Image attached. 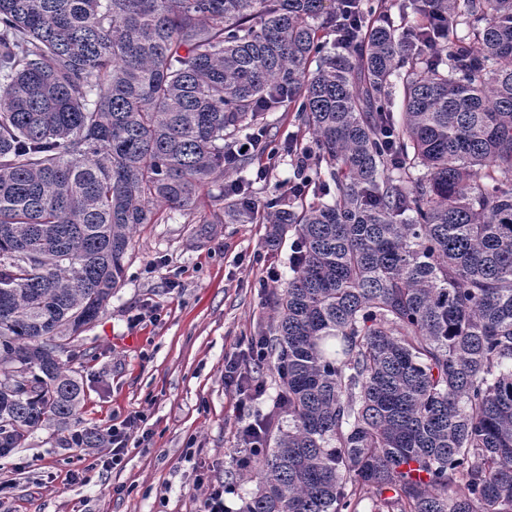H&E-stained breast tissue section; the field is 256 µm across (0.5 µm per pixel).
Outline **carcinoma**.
I'll list each match as a JSON object with an SVG mask.
<instances>
[{
    "mask_svg": "<svg viewBox=\"0 0 512 512\" xmlns=\"http://www.w3.org/2000/svg\"><path fill=\"white\" fill-rule=\"evenodd\" d=\"M326 2L0 0V456L83 424L74 341L131 231L193 210L224 158L246 169L240 134L260 146L286 106L305 181L336 192L266 207L293 276L241 512H512V0H403L445 42ZM347 17L363 34L333 52ZM229 195L224 222L257 218Z\"/></svg>",
    "mask_w": 512,
    "mask_h": 512,
    "instance_id": "cac0c4a2",
    "label": "carcinoma"
}]
</instances>
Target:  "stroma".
I'll return each instance as SVG.
<instances>
[{
    "label": "stroma",
    "instance_id": "1",
    "mask_svg": "<svg viewBox=\"0 0 512 512\" xmlns=\"http://www.w3.org/2000/svg\"><path fill=\"white\" fill-rule=\"evenodd\" d=\"M269 149L247 170L230 171L201 190L191 214L176 211L131 233L122 285L81 335L75 366L84 385L86 426L102 430L132 412L146 441L130 439L119 464L107 448H79L67 434L35 430L0 457V481L13 484L0 512H199L208 487L230 483L226 512H239L255 490L254 467L224 384L234 358L260 386L251 421L274 411L279 379L247 357L250 338L273 336L276 301L292 271L293 235L276 246L265 225L225 224L223 188L243 181L259 205L300 183L289 141L312 145L297 112L267 113ZM274 266L279 281L266 279Z\"/></svg>",
    "mask_w": 512,
    "mask_h": 512
}]
</instances>
